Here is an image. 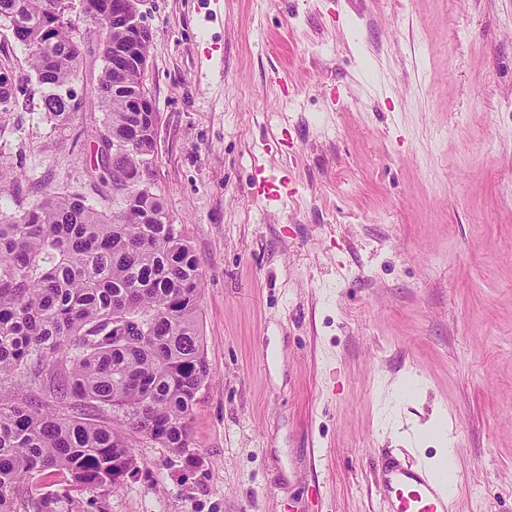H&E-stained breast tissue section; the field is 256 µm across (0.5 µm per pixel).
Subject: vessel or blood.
<instances>
[{"label": "vessel or blood", "mask_w": 512, "mask_h": 512, "mask_svg": "<svg viewBox=\"0 0 512 512\" xmlns=\"http://www.w3.org/2000/svg\"><path fill=\"white\" fill-rule=\"evenodd\" d=\"M379 467L384 512H455L452 487L390 458L382 459Z\"/></svg>", "instance_id": "vessel-or-blood-1"}]
</instances>
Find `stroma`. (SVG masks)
Wrapping results in <instances>:
<instances>
[{
  "instance_id": "1",
  "label": "stroma",
  "mask_w": 512,
  "mask_h": 512,
  "mask_svg": "<svg viewBox=\"0 0 512 512\" xmlns=\"http://www.w3.org/2000/svg\"><path fill=\"white\" fill-rule=\"evenodd\" d=\"M158 113L145 177L204 274L194 463L136 442L112 488L30 478L15 512H382L378 457L460 449L461 512H512V0H143ZM70 17L73 83L101 31ZM0 113V218L50 190L111 212L102 112ZM294 195L266 203L258 170Z\"/></svg>"
}]
</instances>
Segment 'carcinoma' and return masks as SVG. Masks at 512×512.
Instances as JSON below:
<instances>
[{
    "label": "carcinoma",
    "instance_id": "cac0c4a2",
    "mask_svg": "<svg viewBox=\"0 0 512 512\" xmlns=\"http://www.w3.org/2000/svg\"><path fill=\"white\" fill-rule=\"evenodd\" d=\"M103 26V67L85 97L71 91L81 48L67 18L70 0H0L27 47L43 111L64 130L96 104L104 112L101 167L112 185L133 186L110 215L67 190L0 218V512H13L27 478L62 475L75 487H112L137 470L129 434L183 452L198 389L209 377L199 332L201 265L164 201L140 185L153 125L140 141L112 152V135L134 115L141 74L116 68L126 30L112 21L113 0H86ZM31 94L0 83V112ZM67 369L46 403H17L4 382L41 383L48 364ZM107 408L112 420L94 411Z\"/></svg>",
    "mask_w": 512,
    "mask_h": 512
}]
</instances>
